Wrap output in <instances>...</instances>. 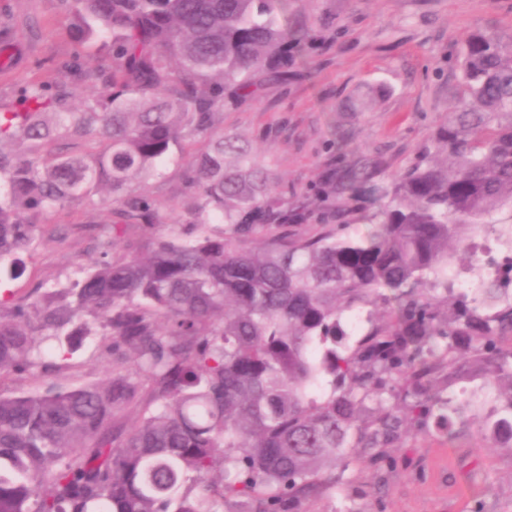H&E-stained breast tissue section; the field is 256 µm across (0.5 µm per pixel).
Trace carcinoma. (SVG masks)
Instances as JSON below:
<instances>
[{"label":"carcinoma","mask_w":512,"mask_h":512,"mask_svg":"<svg viewBox=\"0 0 512 512\" xmlns=\"http://www.w3.org/2000/svg\"><path fill=\"white\" fill-rule=\"evenodd\" d=\"M60 2L110 63L72 65L96 88L80 108L64 76L0 112V283L25 275L44 215L91 205L107 219L74 225L98 258L68 284L0 301V512L349 500L344 472L391 467L404 417L457 437L448 389L467 376L508 384L491 437L512 444V45L472 35L435 151L386 180L366 155L336 168L323 231L294 238L273 230L304 207L224 133V110L288 82L313 39L292 0ZM174 153L195 189L189 232L148 189ZM360 197L376 209L352 236L342 202ZM134 231L153 235L145 256ZM476 236L499 259L480 262ZM86 343L112 378L58 382Z\"/></svg>","instance_id":"cac0c4a2"}]
</instances>
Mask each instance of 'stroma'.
I'll return each mask as SVG.
<instances>
[{
	"mask_svg": "<svg viewBox=\"0 0 512 512\" xmlns=\"http://www.w3.org/2000/svg\"><path fill=\"white\" fill-rule=\"evenodd\" d=\"M304 18L322 21L318 39L297 60L288 83L268 85L256 100L224 113V130L252 144L282 184L298 194L309 219L289 227L310 236L323 224L320 191L337 155L366 149L384 177L407 167L430 146L454 108L459 55L481 33L512 44V0H295ZM0 39L12 43L0 66V110L11 109L31 81L55 83L73 61L103 63L96 42H79L60 0H0ZM164 222H187L191 190L185 161L165 164L150 183ZM89 206L47 217L29 250L27 275L14 293L65 279L92 255L72 222L97 224ZM488 406L469 412L456 439L411 430L393 449L395 471L376 497L355 498L358 512H469L480 499L512 512V453L485 436Z\"/></svg>",
	"mask_w": 512,
	"mask_h": 512,
	"instance_id": "35a3bbf8",
	"label": "stroma"
}]
</instances>
